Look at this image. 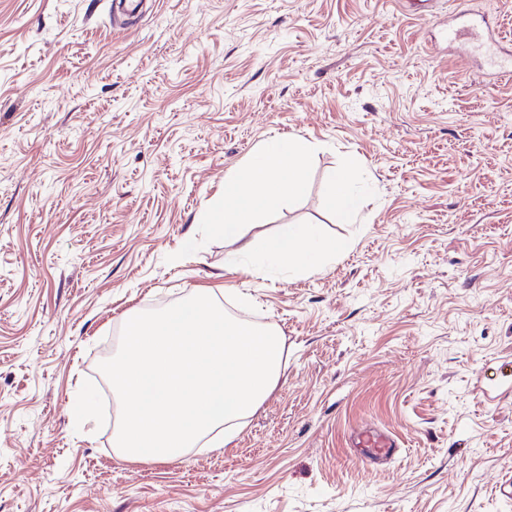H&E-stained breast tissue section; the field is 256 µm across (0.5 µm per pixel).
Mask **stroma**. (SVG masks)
I'll use <instances>...</instances> for the list:
<instances>
[{"label": "stroma", "mask_w": 512, "mask_h": 512, "mask_svg": "<svg viewBox=\"0 0 512 512\" xmlns=\"http://www.w3.org/2000/svg\"><path fill=\"white\" fill-rule=\"evenodd\" d=\"M463 11L512 51V0H0V512H512V74L449 45ZM276 135L312 144L309 189L248 238L350 250L169 262ZM204 288L280 332V379L223 448L125 461L99 365L129 312ZM365 424L401 445L384 467ZM357 177L349 169L341 170L331 176L327 185V198L336 214L343 220H349L362 208V197L355 188ZM355 448L360 449V458L367 465L389 461L399 451L398 443L389 435L363 426L353 436Z\"/></svg>", "instance_id": "1"}]
</instances>
